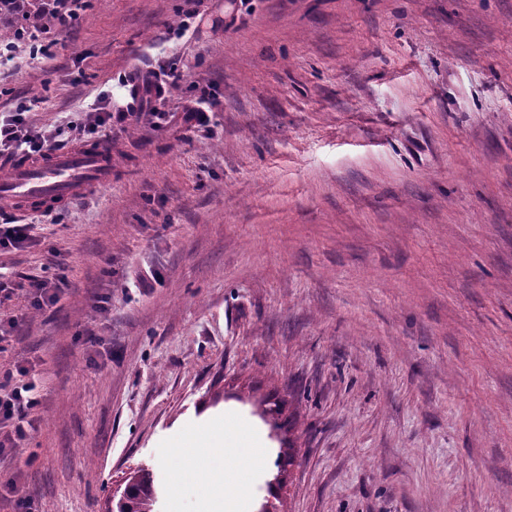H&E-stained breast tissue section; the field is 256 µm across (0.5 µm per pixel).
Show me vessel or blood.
Here are the masks:
<instances>
[{
	"label": "vessel or blood",
	"instance_id": "b4317fda",
	"mask_svg": "<svg viewBox=\"0 0 512 512\" xmlns=\"http://www.w3.org/2000/svg\"><path fill=\"white\" fill-rule=\"evenodd\" d=\"M112 182V149L108 142L76 144L45 155L0 160V210L24 219L27 203L38 212L71 205L94 186Z\"/></svg>",
	"mask_w": 512,
	"mask_h": 512
}]
</instances>
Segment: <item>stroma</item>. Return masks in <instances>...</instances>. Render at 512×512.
<instances>
[{"mask_svg": "<svg viewBox=\"0 0 512 512\" xmlns=\"http://www.w3.org/2000/svg\"><path fill=\"white\" fill-rule=\"evenodd\" d=\"M180 74L131 99L139 72ZM112 109V183L0 272V370L40 380L0 458L36 512H110L185 428L272 449L253 510L512 512V0H92L53 55L0 53V113ZM20 281H14L13 286L23 290L26 288L31 297L30 306L32 309L40 310L45 305L54 302L60 284L63 279L56 277H20Z\"/></svg>", "mask_w": 512, "mask_h": 512, "instance_id": "stroma-1", "label": "stroma"}]
</instances>
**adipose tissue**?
Here are the masks:
<instances>
[{"mask_svg":"<svg viewBox=\"0 0 512 512\" xmlns=\"http://www.w3.org/2000/svg\"><path fill=\"white\" fill-rule=\"evenodd\" d=\"M175 440L172 453L185 466L174 487L201 484L206 512H252L253 488L270 458L254 424L228 418L204 435L181 432Z\"/></svg>","mask_w":512,"mask_h":512,"instance_id":"obj_1","label":"adipose tissue"}]
</instances>
